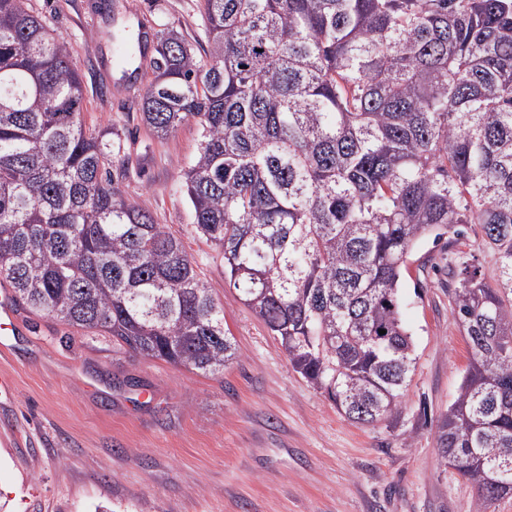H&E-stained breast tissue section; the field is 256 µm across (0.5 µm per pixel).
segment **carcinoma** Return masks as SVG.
Returning a JSON list of instances; mask_svg holds the SVG:
<instances>
[{
	"instance_id": "cac0c4a2",
	"label": "carcinoma",
	"mask_w": 512,
	"mask_h": 512,
	"mask_svg": "<svg viewBox=\"0 0 512 512\" xmlns=\"http://www.w3.org/2000/svg\"><path fill=\"white\" fill-rule=\"evenodd\" d=\"M208 61L157 37L145 122L200 128L194 224L293 369L348 419L398 413L416 244L482 230L497 278L450 268L472 360L438 435L474 512L512 495V0H205ZM67 42L0 0V276L36 315L218 375L224 312L183 243L112 188ZM384 333H379V330Z\"/></svg>"
}]
</instances>
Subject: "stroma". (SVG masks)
Segmentation results:
<instances>
[{"mask_svg": "<svg viewBox=\"0 0 512 512\" xmlns=\"http://www.w3.org/2000/svg\"><path fill=\"white\" fill-rule=\"evenodd\" d=\"M30 5L69 44L86 127L120 142L113 187L182 241L237 353L205 376L16 309L0 352V375L14 383L0 394V512H473L474 490L441 465L437 438L471 360L451 313L450 259L468 254L486 280L496 273L479 226L414 247L402 318L416 360L401 409L350 421L292 369L280 338L230 286L221 248L197 232L183 174L198 125L160 138L142 120L154 74L127 45L168 28L206 58L204 0Z\"/></svg>", "mask_w": 512, "mask_h": 512, "instance_id": "obj_1", "label": "stroma"}]
</instances>
